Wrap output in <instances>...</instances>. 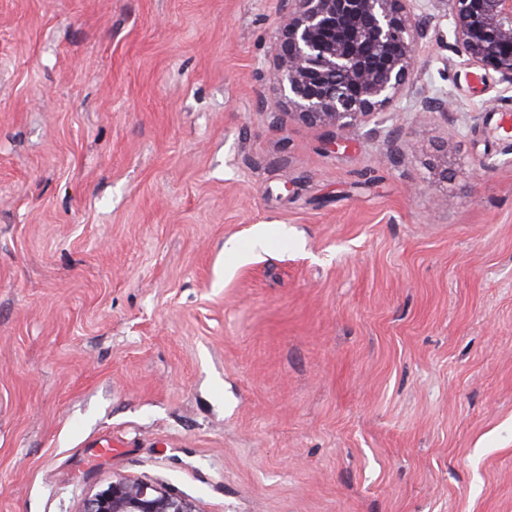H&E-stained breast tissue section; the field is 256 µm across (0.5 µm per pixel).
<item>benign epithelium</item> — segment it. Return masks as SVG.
<instances>
[{
	"label": "benign epithelium",
	"mask_w": 512,
	"mask_h": 512,
	"mask_svg": "<svg viewBox=\"0 0 512 512\" xmlns=\"http://www.w3.org/2000/svg\"><path fill=\"white\" fill-rule=\"evenodd\" d=\"M414 0H289L278 30L277 81L308 126L350 133L397 107L417 71L427 16ZM448 22L466 65L499 76L512 90V0H448ZM79 512H194L171 488L112 480Z\"/></svg>",
	"instance_id": "1"
}]
</instances>
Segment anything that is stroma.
<instances>
[{
	"label": "stroma",
	"instance_id": "35a3bbf8",
	"mask_svg": "<svg viewBox=\"0 0 512 512\" xmlns=\"http://www.w3.org/2000/svg\"><path fill=\"white\" fill-rule=\"evenodd\" d=\"M416 8L335 148L285 0H0V512H512V90ZM79 512H194L171 488L140 479L112 480L91 492Z\"/></svg>",
	"mask_w": 512,
	"mask_h": 512
}]
</instances>
